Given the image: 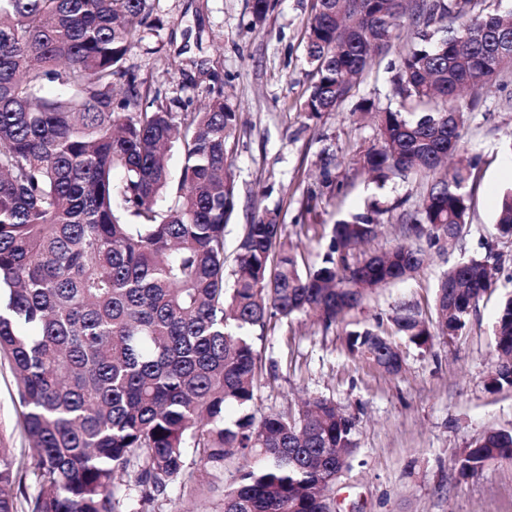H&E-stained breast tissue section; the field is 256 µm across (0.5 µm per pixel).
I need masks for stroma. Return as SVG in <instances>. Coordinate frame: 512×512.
Returning a JSON list of instances; mask_svg holds the SVG:
<instances>
[{
    "instance_id": "stroma-1",
    "label": "stroma",
    "mask_w": 512,
    "mask_h": 512,
    "mask_svg": "<svg viewBox=\"0 0 512 512\" xmlns=\"http://www.w3.org/2000/svg\"><path fill=\"white\" fill-rule=\"evenodd\" d=\"M153 27L125 66L161 98L195 110L215 91L230 94L239 121L231 140L238 208L225 229L234 256L245 224L275 211L282 239L305 265L320 263L333 224L377 202L378 234L351 261L400 242L399 217L414 210L425 183L417 175L375 182L357 163L377 145L374 119L357 113L368 99L374 111L399 102L395 76L413 41L401 20L391 48L365 71L353 97L336 111L309 117L301 106L311 83L305 27L311 0H276L253 26L250 0H151ZM462 158L472 163L471 210L453 251L426 246L422 268L379 289L346 323L324 328L298 314L279 321L258 351L276 378L256 393L253 411L297 414L303 400L323 397L356 420L351 466L332 493L336 512H512V460L487 465L475 477L458 473L459 448L487 429L512 431V388L492 389L497 368L494 325L501 300L512 296V238L495 224L501 194L512 187L504 171L512 159V73L468 92ZM495 255L496 289L480 300L462 332L435 340L429 350L403 349L399 374L389 375L345 349L347 324L387 322L398 300L434 316V288L448 267ZM18 391L8 364H0V445L23 448L17 425Z\"/></svg>"
}]
</instances>
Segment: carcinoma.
<instances>
[{
    "instance_id": "carcinoma-1",
    "label": "carcinoma",
    "mask_w": 512,
    "mask_h": 512,
    "mask_svg": "<svg viewBox=\"0 0 512 512\" xmlns=\"http://www.w3.org/2000/svg\"><path fill=\"white\" fill-rule=\"evenodd\" d=\"M272 8L251 0L252 25ZM150 10L149 0H0V359L32 450L0 447V512L22 500L25 512H152L175 487L204 494L198 468L222 474L238 457L224 512H331L355 421L319 397L296 415L246 412L263 376L256 341L275 317L343 322L375 288L417 273L424 251L399 243L349 265L375 233L367 211L335 224L321 264L303 271L266 211L246 225L225 287L238 114L221 91L203 112H178L125 70ZM403 16L418 42L401 56L400 105L378 113L380 140L359 163L382 181L426 179L401 235L443 249L471 208V167L442 168L462 142L459 96L512 69V9L313 0L303 111H336ZM175 146L184 163L170 194ZM496 224L512 237V189ZM494 289L489 258L456 264L438 283L434 321L400 302L388 327L347 332V350L396 375V338L428 349L455 336ZM494 335L492 384L512 387V297ZM498 459H512V432L490 429L455 463L469 478Z\"/></svg>"
}]
</instances>
